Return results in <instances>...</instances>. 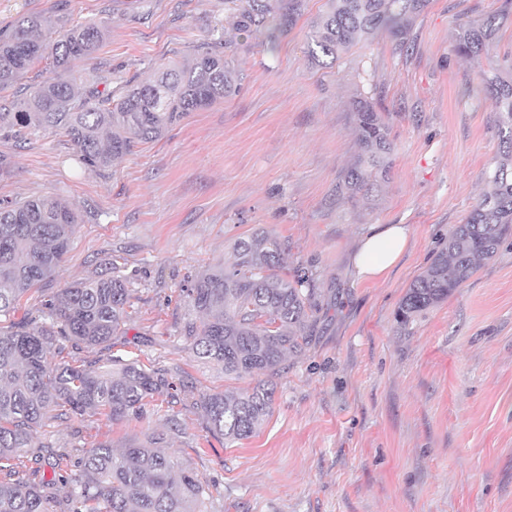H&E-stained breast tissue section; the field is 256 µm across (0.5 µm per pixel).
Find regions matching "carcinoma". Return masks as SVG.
Listing matches in <instances>:
<instances>
[{
	"mask_svg": "<svg viewBox=\"0 0 512 512\" xmlns=\"http://www.w3.org/2000/svg\"><path fill=\"white\" fill-rule=\"evenodd\" d=\"M311 26L306 53L327 67L381 32L400 42L430 0H327ZM304 0H224V21L238 32L288 34ZM512 0L478 22L459 25L455 51L486 60L483 91L497 118L499 155L485 173L487 190L464 223L455 225L425 271L407 288L395 313L408 331L424 311L438 306L495 257L512 233V65L490 55V44ZM56 23L23 17L0 28V92L17 84L31 67L52 58L55 75L29 98L0 104V137L25 139L42 131L65 133L79 162L106 171L135 144L154 141L190 113L232 96L241 77L232 43L221 38L194 57L162 63L157 77L124 84L122 94L99 90L108 79L74 69L105 34L95 22L75 25L52 40ZM359 151L344 170L341 189L358 203L372 197L389 172L393 142L374 105L352 101ZM79 216L51 197L0 200V318L16 311L22 296L56 273L68 251ZM236 260L216 264L182 289L196 314L181 335L195 358L224 367V375L249 377L241 391L202 392L199 404L210 430L228 442L252 436L269 416L272 378L285 361L305 354L320 310L313 273L283 271V244L261 230L234 242ZM132 285L117 264L111 271L75 282L43 300L36 318L0 327V512H208L209 485L175 462L159 437L130 440L120 449L105 441L79 453H59L52 477L33 482L22 454L35 447L46 420L107 412L113 420L137 416L146 400L169 392L170 383L135 361L116 358L112 369L93 371L53 357L65 344L79 350L108 344L127 319ZM69 486L60 499L57 485Z\"/></svg>",
	"mask_w": 512,
	"mask_h": 512,
	"instance_id": "obj_1",
	"label": "carcinoma"
}]
</instances>
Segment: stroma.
I'll return each mask as SVG.
<instances>
[{
	"label": "stroma",
	"instance_id": "1",
	"mask_svg": "<svg viewBox=\"0 0 512 512\" xmlns=\"http://www.w3.org/2000/svg\"><path fill=\"white\" fill-rule=\"evenodd\" d=\"M501 4L431 0L405 44L382 33L321 69L305 41L327 0H306L276 41L234 34L239 92L136 144L105 174L76 164L59 131L0 141L12 162L0 199L52 197L80 212L61 268L21 299L15 320L118 263L133 282L127 323L111 345L68 359H135L172 385L136 417L49 422L40 443L68 451L163 434L175 461L211 484V512H512V237L410 332L395 321L498 151L479 68L454 44L460 17L478 21ZM28 15L104 25L76 67L117 87L216 39L224 0H0V27ZM357 96L383 114L394 143L388 176L359 204L339 187L358 148ZM376 224L408 225L409 247L386 277L359 280L350 258ZM259 228L280 238L289 269L313 272L321 310L311 347L272 379L270 415L232 443L210 432L197 400L248 382L193 357L180 294Z\"/></svg>",
	"mask_w": 512,
	"mask_h": 512
}]
</instances>
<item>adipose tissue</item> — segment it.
<instances>
[{"label":"adipose tissue","instance_id":"1","mask_svg":"<svg viewBox=\"0 0 512 512\" xmlns=\"http://www.w3.org/2000/svg\"><path fill=\"white\" fill-rule=\"evenodd\" d=\"M409 231L403 224L378 226L361 238L352 256L356 276L373 280L384 276L406 250Z\"/></svg>","mask_w":512,"mask_h":512}]
</instances>
